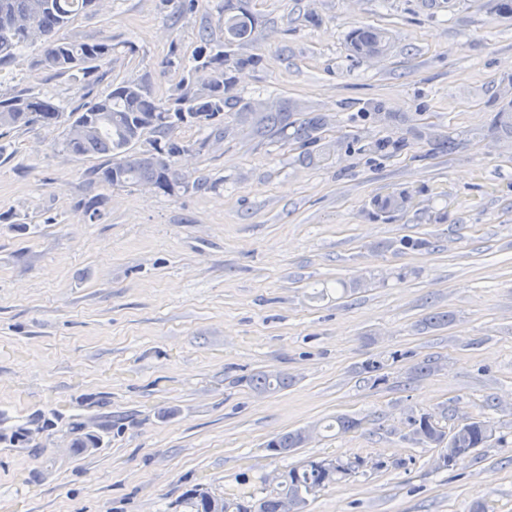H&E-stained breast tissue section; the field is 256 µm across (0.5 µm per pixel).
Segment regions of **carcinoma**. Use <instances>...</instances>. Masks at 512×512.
Segmentation results:
<instances>
[{"label":"carcinoma","instance_id":"obj_1","mask_svg":"<svg viewBox=\"0 0 512 512\" xmlns=\"http://www.w3.org/2000/svg\"><path fill=\"white\" fill-rule=\"evenodd\" d=\"M97 0H0V68L12 63L29 45L40 44L34 65L51 70L72 80L92 74L97 64L112 57L108 42H75L64 37V30L81 12L95 10ZM254 18L238 6L236 0H224V44H242L252 39ZM386 38V32L365 27L351 38V47L370 44ZM195 71L201 76L195 82L179 85L176 97L166 104L156 100L140 79H127L112 90L83 104L69 113L65 147L77 156L108 155L113 162L97 171L99 180L108 186L151 185L170 191L176 186L189 187L185 177L175 168L183 156L182 141L171 137L173 129L183 123L202 127L224 114V93L229 83L224 79V52L199 50ZM62 114L52 100L38 94L0 89V128L16 129L33 122H51ZM321 118L312 116L294 127L292 138L303 143L317 142L315 132ZM494 129L500 136L512 138V104L495 113ZM167 138L164 147L140 150L138 144L146 133ZM251 385L262 391L284 388L288 378L259 374ZM412 434L419 443H439L445 431L430 415L414 419ZM70 447L73 454L83 455L105 445V430H93L84 423L72 425ZM492 428L484 420H473L457 430L450 446L459 460L485 445ZM28 424L6 425L0 417V444L16 451L27 449ZM304 443L302 432L295 430L271 439L266 448L286 454ZM359 465L350 461L333 474L325 473L319 462L309 460L288 470L285 489L276 496L247 505L236 497L224 500L223 512H286L288 505H307L306 495L326 484L344 478Z\"/></svg>","mask_w":512,"mask_h":512}]
</instances>
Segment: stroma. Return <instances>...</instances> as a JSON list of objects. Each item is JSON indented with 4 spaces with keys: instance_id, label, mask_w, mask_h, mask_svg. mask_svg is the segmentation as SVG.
<instances>
[{
    "instance_id": "stroma-1",
    "label": "stroma",
    "mask_w": 512,
    "mask_h": 512,
    "mask_svg": "<svg viewBox=\"0 0 512 512\" xmlns=\"http://www.w3.org/2000/svg\"><path fill=\"white\" fill-rule=\"evenodd\" d=\"M180 2L77 16L66 38L113 46L83 83L33 68L32 48L0 71L66 113L128 78L165 102L206 32L233 79L218 124L175 129L194 151L169 193L104 185L109 157L69 153L62 125L0 129V414H54L44 452L0 445V512H185L198 485L258 500L305 461L355 458L305 512H512V140L492 132L512 18L488 0H242L255 33L228 46L224 0ZM368 26L390 45L354 57ZM265 112L324 124L303 145ZM259 373L288 385L255 390ZM340 414L359 427L324 431ZM423 414L493 435L442 468L412 438ZM75 420L110 429L105 447L70 455ZM297 429L302 447L267 450Z\"/></svg>"
}]
</instances>
